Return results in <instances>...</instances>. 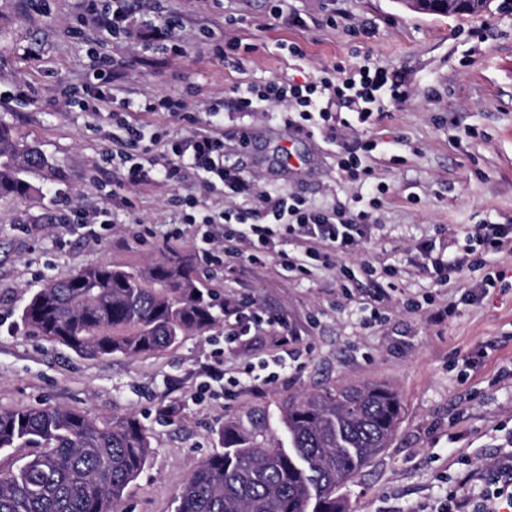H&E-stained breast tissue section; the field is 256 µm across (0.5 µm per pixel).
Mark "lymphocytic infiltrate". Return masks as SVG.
I'll return each mask as SVG.
<instances>
[{
	"mask_svg": "<svg viewBox=\"0 0 512 512\" xmlns=\"http://www.w3.org/2000/svg\"><path fill=\"white\" fill-rule=\"evenodd\" d=\"M92 62V79L77 102L81 110L97 115L106 99L103 87L112 83L116 74L109 59L100 53H93ZM384 87L389 89L392 99L408 97L404 85L389 81L382 68L363 65L353 69L337 64L303 83L280 77L249 86L245 94L234 97L226 107L232 112H259L286 105L296 112L299 121L332 131L336 128L334 102L357 106V119L364 124L372 116L367 102L373 101L375 92ZM189 173L201 175L204 188L222 194L229 203L226 209L201 215L190 212L187 202L180 200L174 206L173 223L195 229L204 256L220 251L228 259L272 261L283 268L306 273L327 265L331 258L355 254L371 238L369 212L365 207H356L351 216L340 219L335 213L310 208L294 196L282 194L274 198L258 193L254 179L239 167L225 163L223 133L206 126L195 129L189 136L171 140L161 168L135 164L129 168L127 179L133 184L159 178L177 182ZM226 224L237 225L234 235L237 245L223 250L219 247L217 231ZM464 239L462 253L452 258L438 251L431 241H419L410 249V261L428 275L433 285H443L449 271L481 266L486 252L500 250L512 242V226L478 224L466 231ZM224 313L234 317L237 325L224 338L228 346L243 344L252 323L263 320L271 326L286 325L282 318L262 317L253 300L226 303ZM484 481L485 492L480 500L474 502L459 496L457 488L452 487L436 512H512V450L492 464Z\"/></svg>",
	"mask_w": 512,
	"mask_h": 512,
	"instance_id": "f902f5d3",
	"label": "lymphocytic infiltrate"
}]
</instances>
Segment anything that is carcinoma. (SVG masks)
Masks as SVG:
<instances>
[{
    "label": "carcinoma",
    "instance_id": "cac0c4a2",
    "mask_svg": "<svg viewBox=\"0 0 512 512\" xmlns=\"http://www.w3.org/2000/svg\"><path fill=\"white\" fill-rule=\"evenodd\" d=\"M46 164L0 126V199L27 195V174ZM213 296L180 260L125 270L88 267L37 290L22 310L32 331L76 353L129 358L178 344L217 322ZM398 393L384 384L344 387L288 401V446L252 422L218 431L173 501V512H349L347 484L393 438ZM38 452L0 473V512H123L124 494L151 443L134 416L100 422L64 408L0 410V450Z\"/></svg>",
    "mask_w": 512,
    "mask_h": 512
}]
</instances>
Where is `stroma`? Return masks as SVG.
Returning a JSON list of instances; mask_svg holds the SVG:
<instances>
[{
    "mask_svg": "<svg viewBox=\"0 0 512 512\" xmlns=\"http://www.w3.org/2000/svg\"><path fill=\"white\" fill-rule=\"evenodd\" d=\"M270 7L269 0H134L130 33L115 39L82 19V0H0V90H25L21 99L0 97V123L49 161L30 175L28 196L0 201V410L51 406L99 420L138 417L152 453L128 486L124 508L171 512L177 492L215 452L225 421L260 415L282 442L288 397L385 383L403 403L395 435L345 494L351 512H418L438 505L468 471H483L512 449V249L488 254L502 279L476 304L460 299L476 273L452 272L436 287L408 254L429 240L453 255L469 227L512 225V0H490L484 13L462 17L417 14L400 0H282L285 15L306 21L303 29L270 16ZM334 10L343 20L322 27ZM168 16L180 21L182 53L158 47ZM366 23L368 36L360 32ZM235 36L252 46L240 70L212 50ZM294 42L303 59L289 56ZM94 48L123 72L99 117L63 102L88 82ZM337 63L376 64L410 96L395 102L381 90L368 123L332 132L289 125L281 105L211 112L236 89L283 75L301 83ZM147 95L185 97L191 120L124 109V101ZM116 112L154 139L157 156L171 139L188 135L193 121L214 122L224 130L226 164L260 190L293 193L315 209L351 206L358 193L376 198L371 242L345 263L397 268L379 319H369L371 277L343 281L340 260L308 274L242 261L228 273L203 263L189 237L169 238L171 195L196 199L202 210L220 209L222 198L195 176L176 185L128 183L112 141L121 132ZM360 140L375 146L362 184L336 165L339 146ZM174 259L189 263L200 288L219 302L252 297L287 320L294 339L263 325L224 358V371L235 376L283 356L287 367L276 382L228 391L205 382L201 366L223 347L233 329L229 318L135 358H85L20 320L33 292L78 269H141ZM428 293L452 305L446 320L435 323L412 309ZM477 349L483 358L470 362Z\"/></svg>",
    "mask_w": 512,
    "mask_h": 512,
    "instance_id": "1",
    "label": "stroma"
}]
</instances>
